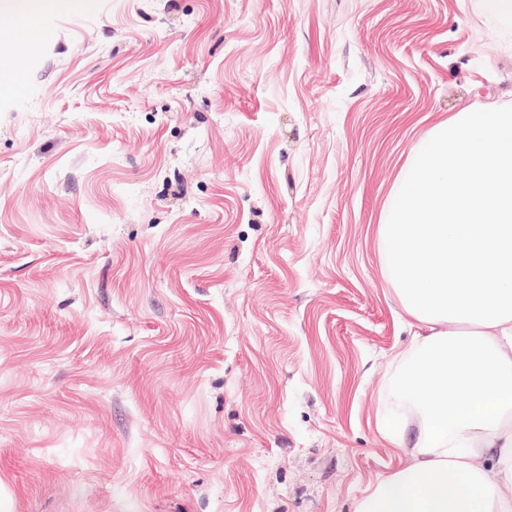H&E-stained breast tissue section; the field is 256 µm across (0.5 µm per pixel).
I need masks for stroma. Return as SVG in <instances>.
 <instances>
[{
  "instance_id": "1",
  "label": "stroma",
  "mask_w": 512,
  "mask_h": 512,
  "mask_svg": "<svg viewBox=\"0 0 512 512\" xmlns=\"http://www.w3.org/2000/svg\"><path fill=\"white\" fill-rule=\"evenodd\" d=\"M480 0H56L0 69V512H352L411 338L374 228L512 103Z\"/></svg>"
}]
</instances>
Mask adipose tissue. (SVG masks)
<instances>
[{
	"mask_svg": "<svg viewBox=\"0 0 512 512\" xmlns=\"http://www.w3.org/2000/svg\"><path fill=\"white\" fill-rule=\"evenodd\" d=\"M375 244L413 338L396 385L416 414L379 421L400 465L353 512H512V105L431 123Z\"/></svg>",
	"mask_w": 512,
	"mask_h": 512,
	"instance_id": "1",
	"label": "adipose tissue"
}]
</instances>
